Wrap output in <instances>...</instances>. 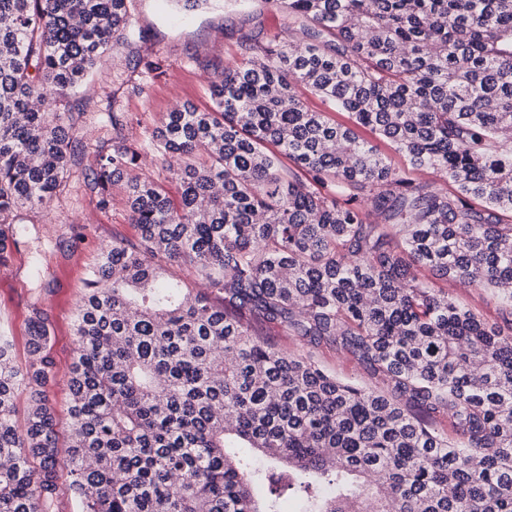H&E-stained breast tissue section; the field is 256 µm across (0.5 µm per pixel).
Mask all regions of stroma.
I'll use <instances>...</instances> for the list:
<instances>
[{
    "mask_svg": "<svg viewBox=\"0 0 512 512\" xmlns=\"http://www.w3.org/2000/svg\"><path fill=\"white\" fill-rule=\"evenodd\" d=\"M285 15V7L275 0H211L187 14L174 0H133L131 37L104 53L89 77V87L103 86L111 92L115 112L142 147L140 174L153 176L171 200H178L179 193L151 162L152 130L182 103L210 108L211 83L239 58L242 42L274 39ZM147 57L160 59L161 70L147 72L142 64ZM135 85L141 86V93H132ZM14 221L26 225L27 233L13 248L9 261L0 265V332L13 337L14 359L22 365L28 359L26 336L34 313L47 317L52 330L49 352L55 362L48 394L63 424L70 401L66 370L73 355L76 300L101 247L115 238L134 237L136 228L129 221L121 189H114L111 205L101 208L74 178L50 210H22ZM36 251L42 255V271L37 276L30 264ZM444 288L485 322L501 324L500 300L493 292L459 281L445 282ZM270 334L288 352L313 355L337 378L369 385L363 367L350 355L326 347L309 349L275 328Z\"/></svg>",
    "mask_w": 512,
    "mask_h": 512,
    "instance_id": "obj_1",
    "label": "stroma"
}]
</instances>
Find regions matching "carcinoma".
Returning a JSON list of instances; mask_svg holds the SVG:
<instances>
[{
  "label": "carcinoma",
  "instance_id": "carcinoma-1",
  "mask_svg": "<svg viewBox=\"0 0 512 512\" xmlns=\"http://www.w3.org/2000/svg\"><path fill=\"white\" fill-rule=\"evenodd\" d=\"M131 3L0 0V263L14 212L51 208L81 165L101 208L123 184L137 229L101 249L76 301L65 445L47 318L24 366L0 336V512H54L63 471L81 512H512V333L437 286L490 290L512 323V0H285L278 39L242 43L211 109L153 129L177 205L129 176L140 154L106 88V150L74 137L87 112L57 109L130 34ZM299 95L304 105L314 111L328 112V114L336 120V122L344 125L352 126V120L346 112H334L330 103L324 99L312 94L309 90L300 87ZM268 333L290 353H294L296 355L312 354L314 359L324 370L343 381L364 386L374 385V383H372L367 377L361 364L344 352L326 347L310 349L309 347L298 343L292 337L281 336L282 333L276 328L268 330Z\"/></svg>",
  "mask_w": 512,
  "mask_h": 512
}]
</instances>
